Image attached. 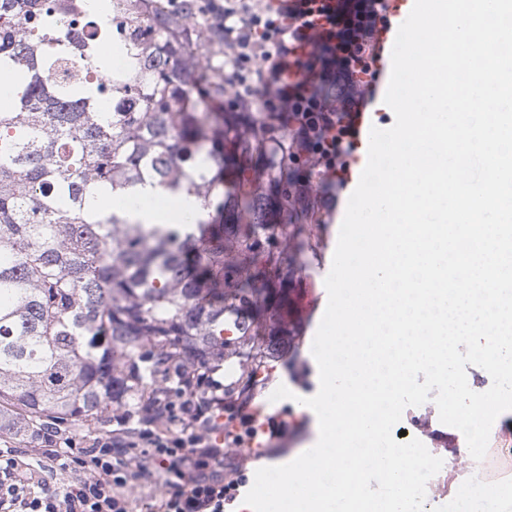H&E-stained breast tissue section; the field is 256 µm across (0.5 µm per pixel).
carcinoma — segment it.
<instances>
[{
	"label": "carcinoma",
	"mask_w": 512,
	"mask_h": 512,
	"mask_svg": "<svg viewBox=\"0 0 512 512\" xmlns=\"http://www.w3.org/2000/svg\"><path fill=\"white\" fill-rule=\"evenodd\" d=\"M187 0H0V429L92 421L171 378L224 360V325L248 348L240 378L283 344L293 248L310 201L280 180L290 148L253 133L279 121L224 111V57ZM135 63L117 72L101 43ZM112 97L102 111L101 95ZM237 190L224 194V173ZM150 182L196 197L208 218L143 224L97 208Z\"/></svg>",
	"instance_id": "1"
}]
</instances>
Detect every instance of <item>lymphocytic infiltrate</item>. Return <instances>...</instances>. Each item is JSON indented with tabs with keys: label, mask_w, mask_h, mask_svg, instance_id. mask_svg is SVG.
<instances>
[{
	"label": "lymphocytic infiltrate",
	"mask_w": 512,
	"mask_h": 512,
	"mask_svg": "<svg viewBox=\"0 0 512 512\" xmlns=\"http://www.w3.org/2000/svg\"><path fill=\"white\" fill-rule=\"evenodd\" d=\"M203 22L224 45V100L228 112L289 113L295 139L325 169L352 146L334 100L356 71H368L382 48L375 29L380 0H358L328 18L313 52L298 57L301 29H289V0H195ZM301 73L292 83L288 72ZM211 368L187 375L175 396L148 395L136 406L137 428L127 417L112 433L82 442L58 433L43 437L41 456L63 476L60 485L36 475L12 448H0V512H224L236 483L226 481L225 422L242 415L251 390L226 403ZM162 479L145 496L134 487Z\"/></svg>",
	"instance_id": "obj_1"
}]
</instances>
